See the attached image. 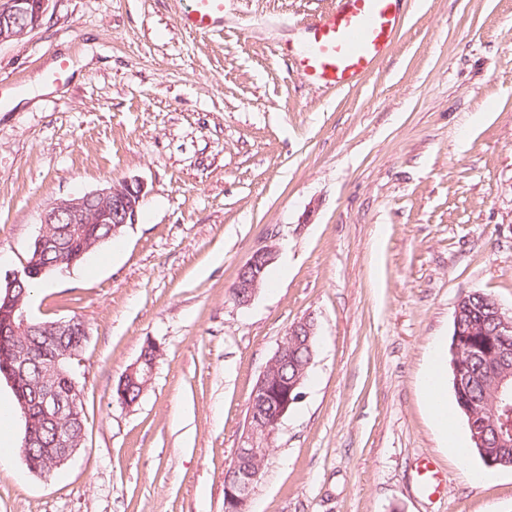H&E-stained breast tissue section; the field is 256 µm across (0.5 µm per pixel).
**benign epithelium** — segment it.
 Segmentation results:
<instances>
[{"label": "benign epithelium", "mask_w": 512, "mask_h": 512, "mask_svg": "<svg viewBox=\"0 0 512 512\" xmlns=\"http://www.w3.org/2000/svg\"><path fill=\"white\" fill-rule=\"evenodd\" d=\"M51 0H0V44L16 42L35 30L42 23ZM145 194L144 183L136 178H124L117 183L62 199L52 204L42 215L41 225L35 238L37 252L27 258L22 268L7 273L0 287V336H28L33 332L45 338L43 348L51 347L53 337L69 332L76 319H60L42 324L32 323L25 306V281L40 279L49 270L72 267L77 260L100 243L95 240L81 252L74 254L51 237V225L68 224L76 230L82 224H110L112 230L136 222L138 210ZM51 251L59 253L53 262H46L43 256ZM276 250L266 247L254 252L238 270L231 289V299L238 307H247L260 290L261 273L264 267L275 261ZM485 309L493 322V339L485 344L463 346L458 337L461 309L455 310L454 342L452 352L453 389L468 422L475 417L474 406L468 400L466 389L469 378L463 365V358H479L485 371L497 375L496 400L512 397V373L500 371L501 365L512 358V345L506 338L512 335V316L505 313L495 298L484 297ZM316 335L314 320L307 316L289 326L277 350L260 373L250 395L249 406L263 409L258 421L246 422L244 438L247 445L235 449L230 465L224 469V512H249L253 489L260 479L262 469H252L245 462L265 453L272 447L282 419L290 407L302 398L305 368H300L293 378L284 374L288 367L291 352L300 345L307 348L308 360H313L312 336ZM63 357L54 354L36 355L29 348L14 346L0 355V372L12 389H18L20 377L27 366L42 362L49 372L60 371ZM81 399L77 386L60 391L45 384L41 392V402L33 405L19 397L25 418L23 446L38 443L37 420L56 423L65 418H73L70 411ZM83 440H74L68 433H57L55 447L42 449V466L31 469L37 475L47 476L67 463L82 445Z\"/></svg>", "instance_id": "7a95c632"}]
</instances>
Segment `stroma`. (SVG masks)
<instances>
[{
	"label": "stroma",
	"mask_w": 512,
	"mask_h": 512,
	"mask_svg": "<svg viewBox=\"0 0 512 512\" xmlns=\"http://www.w3.org/2000/svg\"><path fill=\"white\" fill-rule=\"evenodd\" d=\"M184 4L52 0L0 45L1 274L54 202L145 184L137 223L30 293L35 319L87 325L85 440L29 473L13 412L0 512H224L253 386L307 315L314 360L250 512H512V469L460 462L421 385L461 295L512 315V0H408L392 53L336 92L278 51L332 0H224L207 36ZM267 246L272 284L235 306ZM148 339L127 407L113 391ZM276 257V250L273 247H266L254 252L251 258L239 268L231 289V299L236 306L247 307L254 301L260 290V283L263 284L265 281L267 268Z\"/></svg>",
	"instance_id": "stroma-1"
}]
</instances>
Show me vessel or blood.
<instances>
[{
  "label": "vessel or blood",
  "instance_id": "vessel-or-blood-1",
  "mask_svg": "<svg viewBox=\"0 0 512 512\" xmlns=\"http://www.w3.org/2000/svg\"><path fill=\"white\" fill-rule=\"evenodd\" d=\"M405 0H335L319 20L305 26L298 43L283 55L312 84L331 88L354 87L386 55L403 27ZM224 0H189L178 15V25L206 35L221 27Z\"/></svg>",
  "mask_w": 512,
  "mask_h": 512
}]
</instances>
